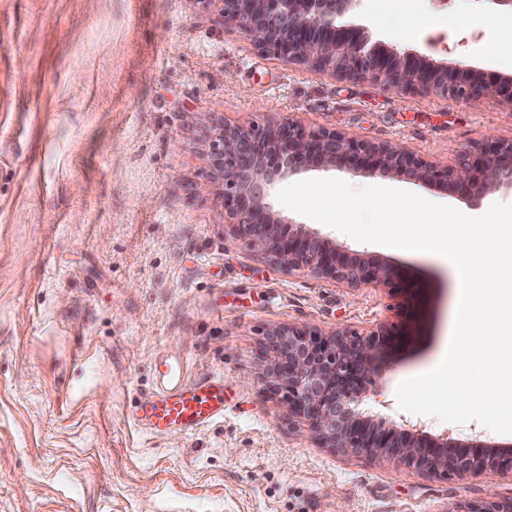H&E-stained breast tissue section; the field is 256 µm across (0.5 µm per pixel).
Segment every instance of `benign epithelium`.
<instances>
[{"label":"benign epithelium","mask_w":512,"mask_h":512,"mask_svg":"<svg viewBox=\"0 0 512 512\" xmlns=\"http://www.w3.org/2000/svg\"><path fill=\"white\" fill-rule=\"evenodd\" d=\"M360 0H222L224 19L264 53L342 77L372 79L405 92L434 91L471 106L503 94L512 112V75L454 66L373 39L367 25L352 21ZM212 180L220 187L234 235L253 251L288 270L351 287L386 288L408 304L409 288L399 270L349 252L320 231L285 221L269 203L271 189L308 170L341 168L368 175H405L438 184L481 204L490 194L512 192V142L487 141L455 166L438 168L408 146L349 137L335 129L307 128L288 121L265 128L221 125L208 139ZM406 335L402 322H382L369 334H322L306 326L267 333L263 380L281 397L288 419L305 426L329 448L368 457L386 456L398 468L450 472L466 479L487 467L512 471V453L462 446L444 435L431 437L411 423L375 422L358 405L373 377L383 371L389 343Z\"/></svg>","instance_id":"obj_1"}]
</instances>
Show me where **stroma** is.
<instances>
[{"label": "stroma", "mask_w": 512, "mask_h": 512, "mask_svg": "<svg viewBox=\"0 0 512 512\" xmlns=\"http://www.w3.org/2000/svg\"><path fill=\"white\" fill-rule=\"evenodd\" d=\"M387 44L490 70L497 16L476 0H361ZM292 120L409 146L439 168L512 141V104L479 106L334 76L261 52L217 0H0V512H464L512 500V472L461 480L326 447L262 380L270 329L370 331L386 290L348 288L252 251L210 181V131ZM381 185L481 215L460 194ZM413 287L412 333L392 345L360 410L430 435L512 447V435L404 415L395 389L443 358L458 301L445 258L355 241ZM223 382L224 416L192 434L132 420L159 356Z\"/></svg>", "instance_id": "1"}]
</instances>
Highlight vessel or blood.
<instances>
[{
    "mask_svg": "<svg viewBox=\"0 0 512 512\" xmlns=\"http://www.w3.org/2000/svg\"><path fill=\"white\" fill-rule=\"evenodd\" d=\"M187 359L166 355L157 364V382L136 403L132 419L142 429L164 434L193 433L224 415V393L207 381L184 376Z\"/></svg>",
    "mask_w": 512,
    "mask_h": 512,
    "instance_id": "vessel-or-blood-1",
    "label": "vessel or blood"
}]
</instances>
